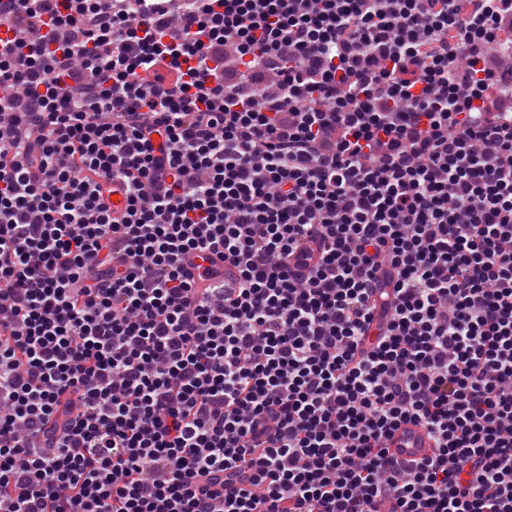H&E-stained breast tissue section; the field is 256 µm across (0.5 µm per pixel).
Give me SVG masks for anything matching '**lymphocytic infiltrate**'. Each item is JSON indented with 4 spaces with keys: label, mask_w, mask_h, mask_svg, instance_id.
Segmentation results:
<instances>
[{
    "label": "lymphocytic infiltrate",
    "mask_w": 512,
    "mask_h": 512,
    "mask_svg": "<svg viewBox=\"0 0 512 512\" xmlns=\"http://www.w3.org/2000/svg\"><path fill=\"white\" fill-rule=\"evenodd\" d=\"M2 21L0 512H512V0ZM389 452L400 461H417L433 454V440L421 424H402L392 435Z\"/></svg>",
    "instance_id": "lymphocytic-infiltrate-1"
}]
</instances>
